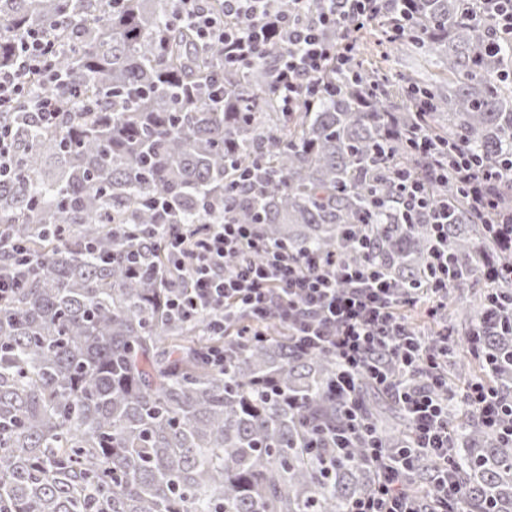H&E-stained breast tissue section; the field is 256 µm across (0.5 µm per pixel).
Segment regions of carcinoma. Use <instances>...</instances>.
<instances>
[{
  "mask_svg": "<svg viewBox=\"0 0 512 512\" xmlns=\"http://www.w3.org/2000/svg\"><path fill=\"white\" fill-rule=\"evenodd\" d=\"M412 37L398 50L416 63L391 99L383 75L362 63L329 64L339 91L282 112L273 91L275 36L259 56L224 66L219 43L198 46L174 0H0V62L15 31H57L55 66L76 110L53 127L25 109L12 128L15 164L0 179V240L25 247L23 286L0 300V512H343L370 491L376 470L360 444L331 461L314 427L345 423L327 393L339 371L328 352H295L288 329L241 345L231 327L202 335L206 317L166 313L179 291L152 237L129 224L157 223L144 207L162 196L181 224L207 215L257 232L294 253L373 262L397 288L426 281L432 229L406 211L394 171L422 170L406 144L427 125L495 162L512 155V56L488 50L482 0H411ZM448 253L481 272L502 261L453 183ZM369 241L364 250L358 242ZM141 253L146 272L124 264ZM488 295L457 308L456 332H481L478 351L452 366L464 384L482 374L512 383V331L486 322ZM224 346V373L201 353ZM276 377L296 406L267 400ZM360 411L390 448L408 427L392 399L362 379ZM455 460L468 512H512V440L466 421ZM436 463L413 462L412 492L431 494Z\"/></svg>",
  "mask_w": 512,
  "mask_h": 512,
  "instance_id": "obj_1",
  "label": "carcinoma"
}]
</instances>
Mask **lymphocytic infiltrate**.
<instances>
[{"label":"lymphocytic infiltrate","mask_w":512,"mask_h":512,"mask_svg":"<svg viewBox=\"0 0 512 512\" xmlns=\"http://www.w3.org/2000/svg\"><path fill=\"white\" fill-rule=\"evenodd\" d=\"M180 16L189 20L197 39L224 46V63L233 65L259 54L269 37L283 38L275 88L282 111L292 112L301 100L333 94L326 78L329 61L348 64L361 29L378 23L381 0H296L295 14H281L269 0H224V17L209 8V0H177ZM57 39L49 29H26L17 37L11 62L0 66V112H10L19 102L45 125H56L66 110L55 94L29 96L31 81L55 82ZM416 156L427 160V178L408 171L396 173L410 209L426 205L428 182H453L468 201L472 213L490 228L501 253L512 255V211L499 208L494 186L512 178V158L500 166L486 167L460 148L438 150L430 131L416 126L410 134ZM147 207L159 218L155 235L162 241L173 269L186 273L187 281L167 302L171 315L191 318L211 313L208 333L224 335L230 309L245 313L249 324L243 335L262 340L260 324L277 319L292 332L300 351L333 353L341 369L331 382V395L343 401L346 426L339 437L345 447L366 440L367 458L378 470L372 490L351 500L345 512H424L406 495L405 478L414 455L427 454L440 464L432 512H463L449 428V406L459 400L485 428L512 436V396L484 383L466 389L450 388L436 373L437 350L416 337L394 311L389 280L373 265H352L312 252L294 254L287 247L262 239L254 225L212 219L204 224H177L166 200L151 198ZM447 204L438 205L432 217L435 245L430 255L428 287L402 297L407 305L437 304L449 288L464 283L468 272L448 260ZM388 352L407 370L424 376L422 385L410 387L394 381L379 362ZM393 393L412 422L410 447L385 450L374 427L358 411L353 397L358 376Z\"/></svg>","instance_id":"obj_1"}]
</instances>
